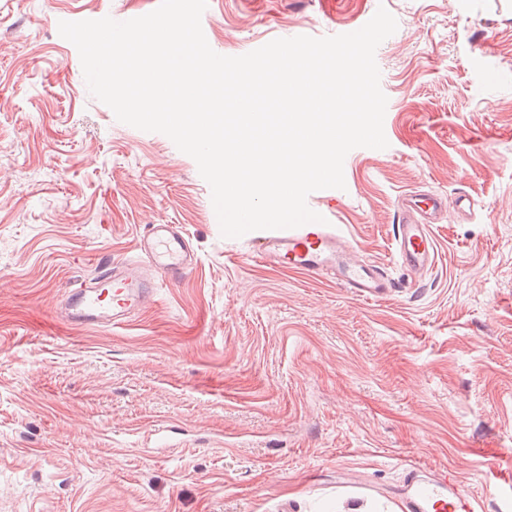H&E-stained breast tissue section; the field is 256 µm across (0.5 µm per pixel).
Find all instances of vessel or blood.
Segmentation results:
<instances>
[{
    "instance_id": "obj_1",
    "label": "vessel or blood",
    "mask_w": 512,
    "mask_h": 512,
    "mask_svg": "<svg viewBox=\"0 0 512 512\" xmlns=\"http://www.w3.org/2000/svg\"><path fill=\"white\" fill-rule=\"evenodd\" d=\"M443 205L442 197L431 193L403 198L394 241L397 261L408 274L418 276L431 268L435 259L432 223ZM140 244L144 263L106 259L94 278L69 288L65 304L71 320L89 326L122 324L142 309L159 285L193 269L192 240L180 225H148ZM257 256L314 278L336 280L363 299L384 297L395 286L381 266L352 258L342 231L329 224L267 230ZM420 472L417 465L407 469V512H477L474 500L460 491L454 475L444 471L424 483Z\"/></svg>"
}]
</instances>
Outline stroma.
Instances as JSON below:
<instances>
[{"instance_id": "obj_1", "label": "stroma", "mask_w": 512, "mask_h": 512, "mask_svg": "<svg viewBox=\"0 0 512 512\" xmlns=\"http://www.w3.org/2000/svg\"><path fill=\"white\" fill-rule=\"evenodd\" d=\"M160 0H0V512H405L406 465L512 503V0H208L210 47L350 33L378 6L386 149L310 208L399 287L366 301L223 237L197 164L91 95L63 21ZM450 206L408 284L397 199ZM467 196L471 209L455 201ZM178 224L197 263L128 322L60 314L101 255ZM172 426L152 441L156 424Z\"/></svg>"}]
</instances>
